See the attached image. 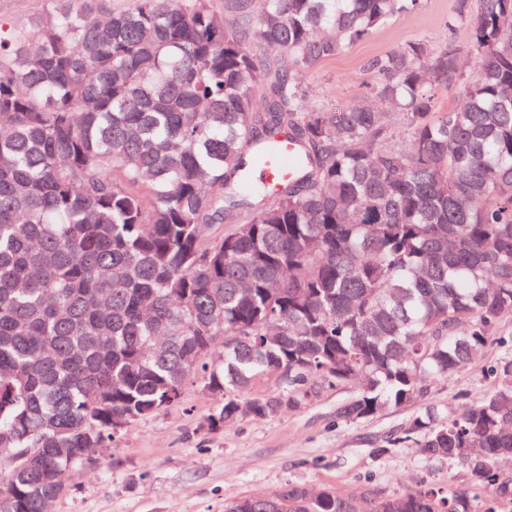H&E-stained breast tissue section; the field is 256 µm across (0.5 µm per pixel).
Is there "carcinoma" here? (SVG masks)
Returning <instances> with one entry per match:
<instances>
[{"label": "carcinoma", "instance_id": "cac0c4a2", "mask_svg": "<svg viewBox=\"0 0 512 512\" xmlns=\"http://www.w3.org/2000/svg\"><path fill=\"white\" fill-rule=\"evenodd\" d=\"M421 2L48 0L0 30V448L42 449L0 465V512H43L113 418L180 403L191 377L221 395V427L360 381L337 410L353 422L494 342L483 395L408 429L469 488L369 491L365 512L512 501V0H458L471 76L452 42L372 59L393 113L310 109L301 81ZM430 85L459 89L457 107ZM283 131L295 178L246 185ZM268 373L282 389L245 398ZM225 512L360 506L288 483Z\"/></svg>", "mask_w": 512, "mask_h": 512}]
</instances>
